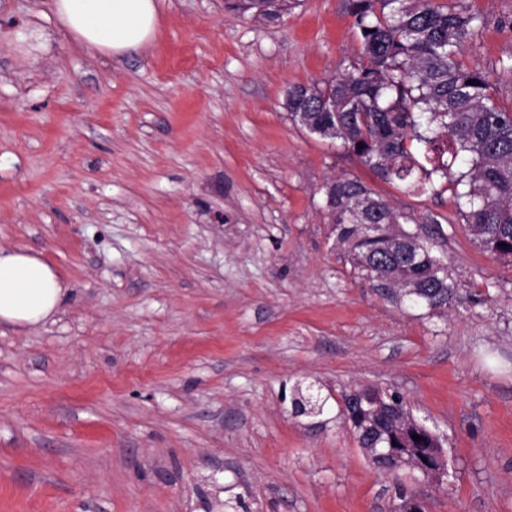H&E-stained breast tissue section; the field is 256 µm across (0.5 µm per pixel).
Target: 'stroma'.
I'll list each match as a JSON object with an SVG mask.
<instances>
[{
	"label": "stroma",
	"instance_id": "1",
	"mask_svg": "<svg viewBox=\"0 0 512 512\" xmlns=\"http://www.w3.org/2000/svg\"><path fill=\"white\" fill-rule=\"evenodd\" d=\"M233 2L161 0L155 39L105 59L47 0H0V248L67 288L44 323L0 324V512H512V262L452 191L406 194L284 109L357 59L351 0ZM458 4L483 18L465 64L512 89V0ZM342 176L433 244L451 309L356 274L322 201ZM299 384L322 414L292 416ZM365 387L440 436L443 482L374 467L339 415ZM238 8L245 11L253 10L254 16L266 20L279 19L287 10V0H240Z\"/></svg>",
	"mask_w": 512,
	"mask_h": 512
}]
</instances>
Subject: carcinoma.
I'll use <instances>...</instances> for the list:
<instances>
[{
  "label": "carcinoma",
  "instance_id": "cac0c4a2",
  "mask_svg": "<svg viewBox=\"0 0 512 512\" xmlns=\"http://www.w3.org/2000/svg\"><path fill=\"white\" fill-rule=\"evenodd\" d=\"M287 7V0L238 4L266 20ZM351 16L360 56L338 76L289 86L283 106L291 119L341 141L377 178L410 195L453 189L480 249L512 257V102L491 94L488 77L460 59L482 17L439 0H352ZM322 189L336 242L363 278L411 283L419 292L409 301L430 311L451 307L457 285L433 247L422 240L395 244L394 235L412 233L404 215L357 177ZM365 224L380 228L368 233ZM378 400L383 413L367 427L365 410ZM342 402L362 448L441 447L397 392L367 388Z\"/></svg>",
  "mask_w": 512,
  "mask_h": 512
}]
</instances>
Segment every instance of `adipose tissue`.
Masks as SVG:
<instances>
[{
    "mask_svg": "<svg viewBox=\"0 0 512 512\" xmlns=\"http://www.w3.org/2000/svg\"><path fill=\"white\" fill-rule=\"evenodd\" d=\"M48 7L80 46L107 57L139 51L157 34L160 0H48ZM65 294L57 272L41 257L0 250V323H43Z\"/></svg>",
    "mask_w": 512,
    "mask_h": 512,
    "instance_id": "1",
    "label": "adipose tissue"
}]
</instances>
